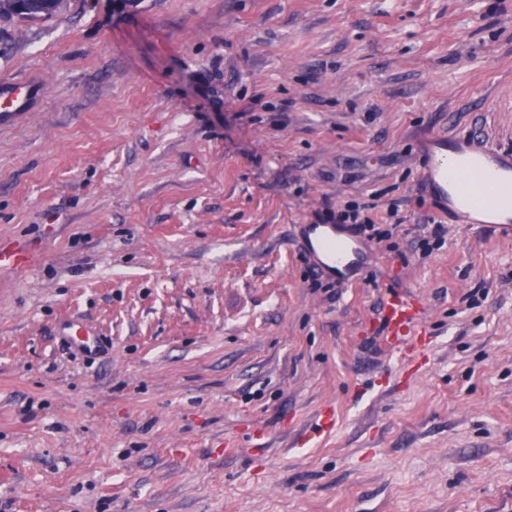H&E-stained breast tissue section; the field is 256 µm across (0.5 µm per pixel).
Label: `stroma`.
<instances>
[{
    "label": "stroma",
    "mask_w": 512,
    "mask_h": 512,
    "mask_svg": "<svg viewBox=\"0 0 512 512\" xmlns=\"http://www.w3.org/2000/svg\"><path fill=\"white\" fill-rule=\"evenodd\" d=\"M16 77L0 512H512V239L448 216L421 255L434 141L512 150V0H64L0 17ZM326 201L404 219L331 293ZM392 284L426 354L381 344ZM42 95V84L28 78L1 79L0 125L9 124L23 112H30L33 101ZM32 263V256L27 249L20 244L0 246V270L23 269Z\"/></svg>",
    "instance_id": "stroma-1"
}]
</instances>
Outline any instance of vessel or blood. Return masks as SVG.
Segmentation results:
<instances>
[{"instance_id":"obj_1","label":"vessel or blood","mask_w":512,"mask_h":512,"mask_svg":"<svg viewBox=\"0 0 512 512\" xmlns=\"http://www.w3.org/2000/svg\"><path fill=\"white\" fill-rule=\"evenodd\" d=\"M43 87L27 78L0 80V124L30 111L33 101L42 96ZM455 148L468 169L478 177H495L491 192L485 195L482 208L494 212L501 203V179L512 178V152L490 146H479L466 135L458 136ZM303 246L314 261L316 269L341 282H349L363 260V249L357 239L333 224H305L301 227ZM32 256L20 244L0 246V270L23 269ZM386 326L384 342L391 351L422 349L426 346V312L423 304L409 291L389 292L384 305Z\"/></svg>"}]
</instances>
